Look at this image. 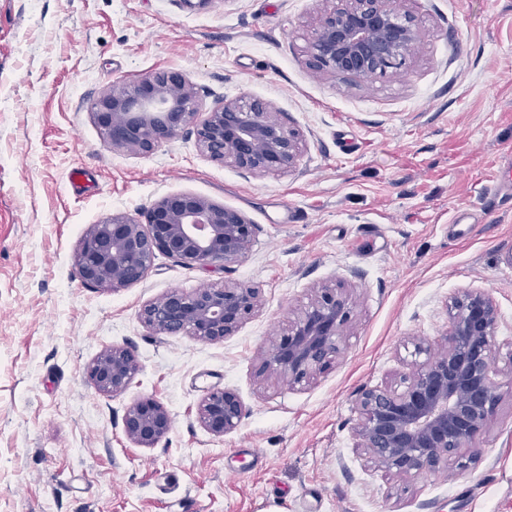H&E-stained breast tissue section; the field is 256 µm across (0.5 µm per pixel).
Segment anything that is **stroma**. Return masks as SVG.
Returning a JSON list of instances; mask_svg holds the SVG:
<instances>
[{
	"instance_id": "35a3bbf8",
	"label": "stroma",
	"mask_w": 512,
	"mask_h": 512,
	"mask_svg": "<svg viewBox=\"0 0 512 512\" xmlns=\"http://www.w3.org/2000/svg\"><path fill=\"white\" fill-rule=\"evenodd\" d=\"M399 4L422 31L416 55L366 83L309 66L319 0H0V512H512V198L483 195L512 172V0ZM168 68L204 108L268 102L302 141L296 165L245 173L189 129L147 155L112 149L92 102ZM78 166L94 191L72 189ZM175 193L240 210L256 226L247 256L203 268L160 254L114 292L76 276L90 224ZM227 282L262 300L224 341L160 336L138 317L171 290ZM325 284L356 303L341 356L303 387L259 376ZM464 290L499 313L481 457L409 480L370 468L351 433L358 392L399 384ZM112 346L142 364L114 396L85 375ZM214 388L244 408L219 437L197 416ZM142 396L172 417L153 448L123 432Z\"/></svg>"
}]
</instances>
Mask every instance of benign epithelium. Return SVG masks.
I'll return each instance as SVG.
<instances>
[{
  "instance_id": "obj_1",
  "label": "benign epithelium",
  "mask_w": 512,
  "mask_h": 512,
  "mask_svg": "<svg viewBox=\"0 0 512 512\" xmlns=\"http://www.w3.org/2000/svg\"><path fill=\"white\" fill-rule=\"evenodd\" d=\"M308 38L310 66L319 74H346L365 82L389 66L409 61L421 39L414 16L397 0H321ZM201 105L194 86L178 71L142 76L92 103L98 127L114 149L152 152L192 124ZM196 142L210 159L250 174L286 171L301 152L297 133L260 99L242 96L209 109L196 126ZM255 225L234 207L193 194H167L139 219L113 212L90 225L75 259L79 279L117 291L143 279L164 254L188 266H210L245 258ZM261 302L257 288L239 283L192 294L172 290L150 300L140 321L162 336L190 335L210 342L232 336ZM353 302L342 288L315 289L307 309L276 337L259 374H276L303 385L329 370L343 350V332ZM498 311L484 291H463L448 304V330L438 353L418 342L403 376V389L361 391L352 427L355 449L370 463L401 479L448 469L462 451L476 458L473 444L485 431L498 400L491 377L497 357ZM140 364L127 348L103 350L89 365L95 389L125 392ZM202 425L213 435L234 431L243 405L230 389L207 393L199 407ZM124 433L138 448H153L171 430V415L151 396L136 399L125 413Z\"/></svg>"
}]
</instances>
